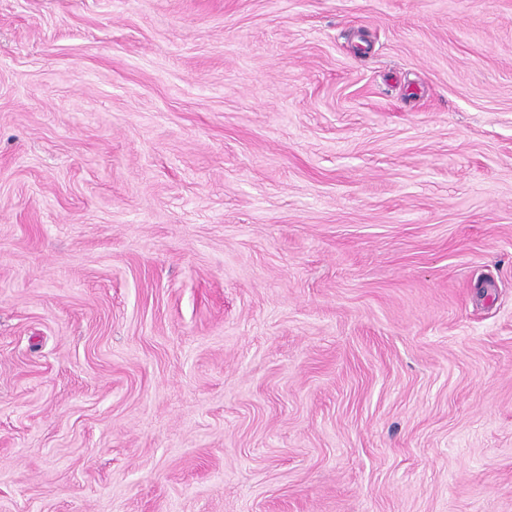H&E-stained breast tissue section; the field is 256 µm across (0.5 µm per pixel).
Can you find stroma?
I'll return each mask as SVG.
<instances>
[{
	"mask_svg": "<svg viewBox=\"0 0 512 512\" xmlns=\"http://www.w3.org/2000/svg\"><path fill=\"white\" fill-rule=\"evenodd\" d=\"M0 512H512V0H0Z\"/></svg>",
	"mask_w": 512,
	"mask_h": 512,
	"instance_id": "35a3bbf8",
	"label": "stroma"
}]
</instances>
